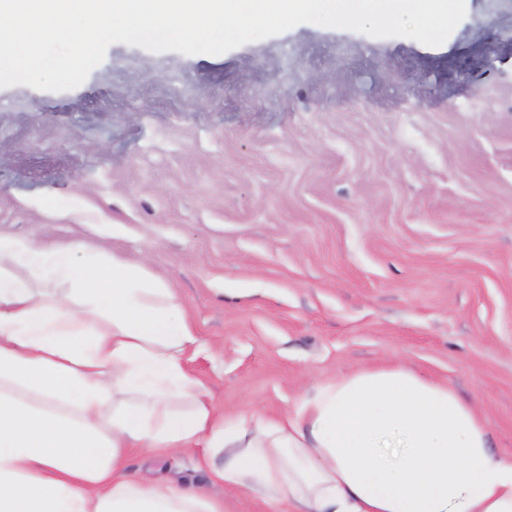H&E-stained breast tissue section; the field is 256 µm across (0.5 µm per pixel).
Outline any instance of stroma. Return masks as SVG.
<instances>
[{
    "instance_id": "obj_1",
    "label": "stroma",
    "mask_w": 512,
    "mask_h": 512,
    "mask_svg": "<svg viewBox=\"0 0 512 512\" xmlns=\"http://www.w3.org/2000/svg\"><path fill=\"white\" fill-rule=\"evenodd\" d=\"M449 38L303 23L220 55L123 43L77 88H0V236L145 260L226 415L400 363L512 460V0ZM203 483L196 453H129Z\"/></svg>"
}]
</instances>
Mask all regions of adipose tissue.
I'll return each mask as SVG.
<instances>
[{"mask_svg": "<svg viewBox=\"0 0 512 512\" xmlns=\"http://www.w3.org/2000/svg\"><path fill=\"white\" fill-rule=\"evenodd\" d=\"M0 237V512H512V462L447 383L403 365L227 418L184 365L198 340L145 263ZM199 450L205 484H144L131 450ZM223 454V466L213 459ZM272 509L254 498L231 494L224 497V512H270Z\"/></svg>", "mask_w": 512, "mask_h": 512, "instance_id": "ef3b65f1", "label": "adipose tissue"}]
</instances>
